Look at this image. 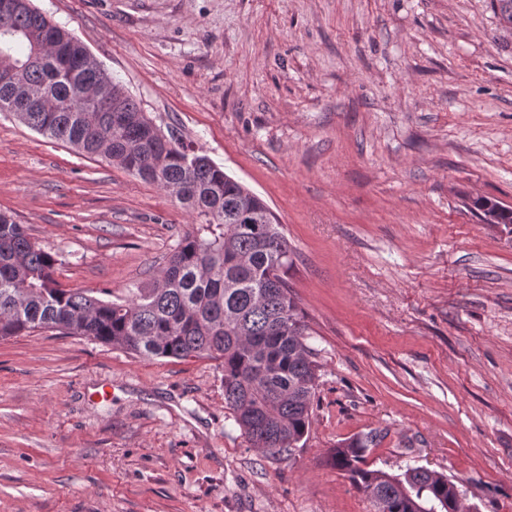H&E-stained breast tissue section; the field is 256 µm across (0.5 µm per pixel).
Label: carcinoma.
<instances>
[{
    "instance_id": "1",
    "label": "carcinoma",
    "mask_w": 512,
    "mask_h": 512,
    "mask_svg": "<svg viewBox=\"0 0 512 512\" xmlns=\"http://www.w3.org/2000/svg\"><path fill=\"white\" fill-rule=\"evenodd\" d=\"M0 16V112L87 155L117 162L174 197L196 222L149 288L124 300L61 287L56 255L0 210V339L55 330L143 358H206L224 369V403L266 454L309 432L319 365L288 287L294 251L267 203L207 155L163 132L70 31L32 4ZM118 105L121 111L114 112ZM377 431L333 449L331 463L377 512H463L448 482L421 467H363Z\"/></svg>"
}]
</instances>
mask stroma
<instances>
[{
	"mask_svg": "<svg viewBox=\"0 0 512 512\" xmlns=\"http://www.w3.org/2000/svg\"><path fill=\"white\" fill-rule=\"evenodd\" d=\"M161 128L261 198L319 380L303 447H251L210 359L0 339V512H375L332 466L447 476L512 512V31L492 0H33ZM0 210L105 300L193 218L120 164L0 112Z\"/></svg>",
	"mask_w": 512,
	"mask_h": 512,
	"instance_id": "stroma-1",
	"label": "stroma"
}]
</instances>
